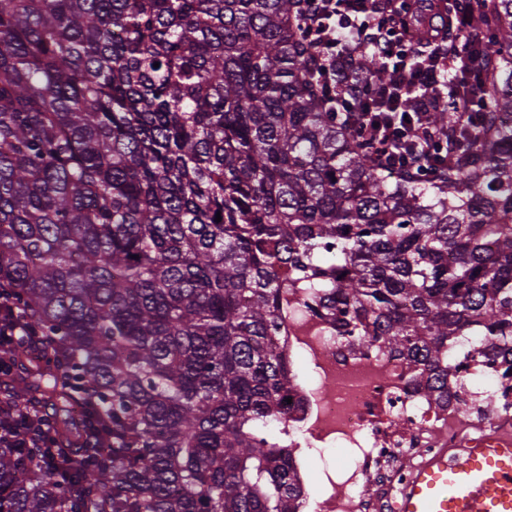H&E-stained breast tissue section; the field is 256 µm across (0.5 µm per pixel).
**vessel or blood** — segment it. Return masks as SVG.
<instances>
[{
    "label": "vessel or blood",
    "mask_w": 512,
    "mask_h": 512,
    "mask_svg": "<svg viewBox=\"0 0 512 512\" xmlns=\"http://www.w3.org/2000/svg\"><path fill=\"white\" fill-rule=\"evenodd\" d=\"M398 512H512V438L490 436L414 468Z\"/></svg>",
    "instance_id": "1"
}]
</instances>
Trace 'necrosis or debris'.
Instances as JSON below:
<instances>
[{"mask_svg": "<svg viewBox=\"0 0 512 512\" xmlns=\"http://www.w3.org/2000/svg\"><path fill=\"white\" fill-rule=\"evenodd\" d=\"M297 366L283 421L306 492L302 512H397L414 467L448 448L490 435L512 436V383L473 357L444 407L410 380L403 362L377 348L351 352L346 338L289 307L278 338ZM344 452L341 468L312 472L310 451Z\"/></svg>", "mask_w": 512, "mask_h": 512, "instance_id": "necrosis-or-debris-1", "label": "necrosis or debris"}]
</instances>
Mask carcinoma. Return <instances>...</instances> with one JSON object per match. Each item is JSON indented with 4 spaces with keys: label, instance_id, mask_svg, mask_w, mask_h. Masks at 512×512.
<instances>
[{
    "label": "carcinoma",
    "instance_id": "carcinoma-1",
    "mask_svg": "<svg viewBox=\"0 0 512 512\" xmlns=\"http://www.w3.org/2000/svg\"><path fill=\"white\" fill-rule=\"evenodd\" d=\"M373 9L494 59L485 114L404 102L448 143L426 171L337 114L309 0H0V292L48 347L0 398L57 436L0 447V512H299L292 298L446 403L465 342L512 355V0Z\"/></svg>",
    "mask_w": 512,
    "mask_h": 512
}]
</instances>
